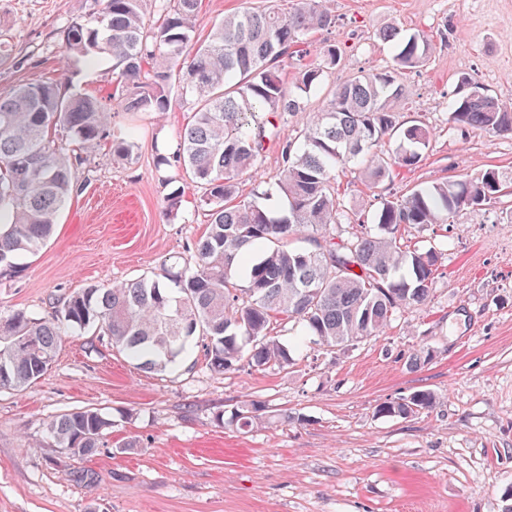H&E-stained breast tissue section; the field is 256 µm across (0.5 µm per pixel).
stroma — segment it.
<instances>
[{"label": "stroma", "instance_id": "stroma-1", "mask_svg": "<svg viewBox=\"0 0 512 512\" xmlns=\"http://www.w3.org/2000/svg\"><path fill=\"white\" fill-rule=\"evenodd\" d=\"M287 0H201L196 35L225 15ZM334 27L312 37L311 55L341 50L324 75L331 88L361 71L392 66L379 37L394 25L432 40L428 64L399 74L406 104L397 119L432 137L422 161L400 169L396 195L441 178L487 169L512 174V137L448 124L458 77L512 103V0H327ZM94 0H0V95L18 84L68 75L108 101L112 63L67 57L60 32L91 13ZM191 99L169 112L130 117L138 158L113 160L102 144L85 190L60 212L54 235L19 257L21 272L0 281V313L48 316L75 292L157 274L162 260H192L206 218L198 190L175 167ZM339 198L351 217H370L378 189L344 168ZM181 193L177 217L165 201ZM512 196L468 207L447 223L407 225L412 249L441 254L433 295L399 314L385 333L341 349L273 331L290 365L224 373L193 348L174 370L148 371L92 334L64 337L51 368L25 390L0 389V512H512ZM421 354L418 367L409 358ZM421 391L433 409L408 418L379 414L385 402ZM254 401L289 421L251 431L218 425L216 412ZM94 408L112 420L95 455L48 445L46 425L61 413ZM137 446L124 450L127 441Z\"/></svg>", "mask_w": 512, "mask_h": 512}]
</instances>
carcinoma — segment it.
Wrapping results in <instances>:
<instances>
[{
  "label": "carcinoma",
  "instance_id": "cac0c4a2",
  "mask_svg": "<svg viewBox=\"0 0 512 512\" xmlns=\"http://www.w3.org/2000/svg\"><path fill=\"white\" fill-rule=\"evenodd\" d=\"M149 0H97L92 13L61 32L73 57L112 58L113 106L122 112L169 111L172 91L194 99L193 120L179 133L176 153L163 159L202 190L199 207L207 230L191 263H163L162 273L90 285L69 296L48 317L24 311L0 315V388L22 391L54 360L62 338L91 331L112 348L151 371L173 369L192 341L201 339L216 372L246 361L253 367L291 363L274 336L273 323L295 321L326 347H346L376 337L394 316L426 304L438 253L407 251L397 243L403 225L448 223L449 215L502 196L509 180L493 170L460 179L443 178L401 197L383 200L374 227L342 233L345 210L336 173L363 165L372 187L417 165L430 132L398 126L403 93L396 74L423 66L433 47L419 34L395 26L379 39L395 49L389 69H373L335 87L292 137L282 138L284 116L304 109L319 91L324 73L341 58L326 45L318 60L300 64L293 86L280 63L307 56L310 37L336 24L325 0H295L286 14L248 9L224 17L204 40L196 38L200 0H159L151 20ZM461 96L450 103L448 123L499 137L512 134V106L459 79ZM110 113L100 101L74 91L70 82L23 84L0 95V280L18 273L13 259L37 250L55 230L66 203L84 190L77 171L89 152L112 140V160L131 163L130 137L110 136ZM59 130L66 140L52 135ZM280 153L276 190L257 185L244 196L240 176L257 168L269 144ZM285 200L276 211L273 192ZM245 286L238 287L237 275ZM420 391L385 403L380 412L406 418L434 406ZM262 407L245 402L219 425L253 426ZM112 419L77 409L50 421L57 448L91 456L101 447Z\"/></svg>",
  "mask_w": 512,
  "mask_h": 512
}]
</instances>
